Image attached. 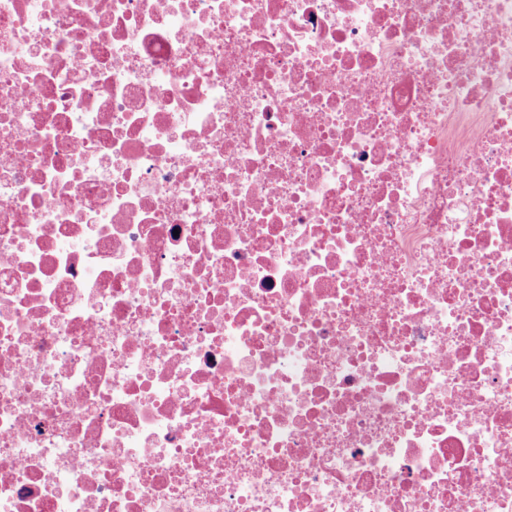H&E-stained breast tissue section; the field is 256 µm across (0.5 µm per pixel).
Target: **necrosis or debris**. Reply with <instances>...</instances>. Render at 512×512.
<instances>
[{
  "label": "necrosis or debris",
  "mask_w": 512,
  "mask_h": 512,
  "mask_svg": "<svg viewBox=\"0 0 512 512\" xmlns=\"http://www.w3.org/2000/svg\"><path fill=\"white\" fill-rule=\"evenodd\" d=\"M0 512H512V0H0Z\"/></svg>",
  "instance_id": "necrosis-or-debris-1"
}]
</instances>
